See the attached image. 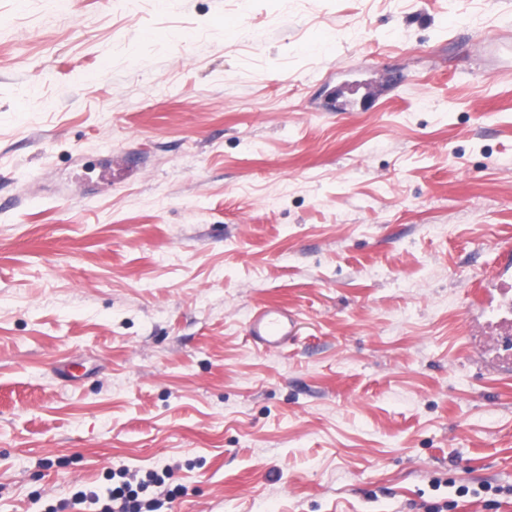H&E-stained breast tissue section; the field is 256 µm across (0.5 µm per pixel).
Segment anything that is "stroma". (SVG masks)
Returning a JSON list of instances; mask_svg holds the SVG:
<instances>
[{
	"mask_svg": "<svg viewBox=\"0 0 512 512\" xmlns=\"http://www.w3.org/2000/svg\"><path fill=\"white\" fill-rule=\"evenodd\" d=\"M506 247L512 0H0V512H512ZM511 269L512 261L510 259V251H507L504 254V260L501 261L497 272L488 280L485 285L479 286L480 289L478 290V303L481 302L483 295L488 292V289L486 288H489V286H494L495 284L496 285L494 288L500 296L504 297L510 293V296L512 297V282L508 283L501 280V278ZM295 315L282 305L257 308L248 322V335L256 343L269 349H277L295 334ZM138 497V492L131 489L130 482L122 481L119 486L108 489L107 498L112 502V507L105 512H157L162 506L158 498L140 500Z\"/></svg>",
	"mask_w": 512,
	"mask_h": 512,
	"instance_id": "1",
	"label": "stroma"
}]
</instances>
